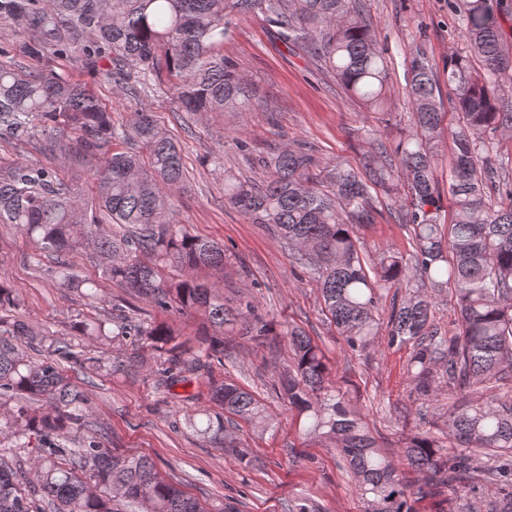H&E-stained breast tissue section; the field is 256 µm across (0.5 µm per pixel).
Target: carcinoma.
<instances>
[{"label":"carcinoma","mask_w":512,"mask_h":512,"mask_svg":"<svg viewBox=\"0 0 512 512\" xmlns=\"http://www.w3.org/2000/svg\"><path fill=\"white\" fill-rule=\"evenodd\" d=\"M262 14L284 44L315 58L342 89L374 111L385 105L389 66L370 22L357 0H0V21L21 22L34 38L24 52L37 56L51 47L60 56H77L95 69L108 60L116 73L134 71L172 82L181 111L190 115L238 112L261 104L253 85L235 62L220 53L229 35V15ZM463 31L472 58H448V94L456 100L459 121L452 141L449 194L454 213L441 223L442 198L433 148L442 134L433 67L422 54L411 62L407 97L416 130L390 144L372 142L373 162L362 172L349 166L318 171L305 145L286 146L261 158L260 181L224 175V201L252 224H265L295 250V263L318 274L325 308L348 348L375 344L379 289L407 277L402 259L386 251L367 270L355 227L376 223L371 190H390L406 182L411 201L406 223L414 243L416 287L392 302L386 328L389 343L412 344L406 373L419 399L434 400L438 383L465 396L486 388L478 400L448 403V445L428 434L414 436L397 461L382 450L361 416L329 387V366L321 350L297 328L286 332L293 351L292 373L280 390L297 412L305 434L328 441L353 475L363 512H413L412 492L401 465L420 478L438 480L460 494L456 482L489 481L498 486L495 512H512V401L496 392L512 371V170L509 161L490 155L488 136L512 133V111L502 112L497 93L512 83V51L504 43L493 0H464ZM0 47V140L28 141L36 128L50 131L66 123L77 132L69 160L99 157L90 169L96 199L89 203L73 185L43 167L0 165V223L13 224L39 250L55 257L54 275L62 288L100 302L99 284L76 276L66 256L90 244L102 260V272L160 309L199 310L208 332L201 351L171 355L159 372L170 388L184 374L216 361L224 364V330L248 324L252 337L272 330L247 303L232 308L223 289L205 286L192 275L202 268H224V246L190 234L175 222L172 199L188 182L180 147L143 109L126 124L86 86L54 70L29 71L6 60ZM480 63L474 68L471 59ZM451 286L458 306L459 331L438 335L429 290ZM17 305V290L0 282V404L23 406L0 427L21 448L32 447L26 480L12 460L0 455V512H39L38 502L54 512H122L128 503L146 512H204L196 500L166 481L153 461L114 453L103 437L89 436L87 399L63 373V363L89 370L112 363L75 350L68 343L32 334L1 312ZM92 341L133 336L166 344L171 331L127 317L82 323ZM41 353L24 354L20 344ZM212 409H196L185 423L239 461L251 450L227 430L232 415L256 427L268 423L264 405L232 381L212 384ZM498 460L481 469V455Z\"/></svg>","instance_id":"cac0c4a2"}]
</instances>
